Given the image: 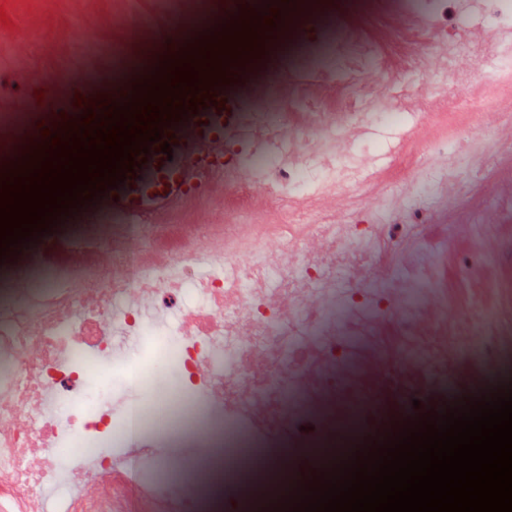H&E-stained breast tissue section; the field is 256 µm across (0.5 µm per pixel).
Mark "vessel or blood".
<instances>
[{
	"label": "vessel or blood",
	"instance_id": "1",
	"mask_svg": "<svg viewBox=\"0 0 512 512\" xmlns=\"http://www.w3.org/2000/svg\"><path fill=\"white\" fill-rule=\"evenodd\" d=\"M200 97L205 107L196 116L194 136L198 141L205 142L215 138L224 128V93L213 87L202 91ZM179 132V127L175 125L162 130V138L169 142L172 152L168 155L157 153L159 171L156 179L132 194L123 187L109 191L107 200L110 205L137 214L158 209L167 200L180 196L186 169L179 158L183 148Z\"/></svg>",
	"mask_w": 512,
	"mask_h": 512
}]
</instances>
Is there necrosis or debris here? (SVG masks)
Instances as JSON below:
<instances>
[{"label": "necrosis or debris", "instance_id": "1", "mask_svg": "<svg viewBox=\"0 0 512 512\" xmlns=\"http://www.w3.org/2000/svg\"><path fill=\"white\" fill-rule=\"evenodd\" d=\"M324 2L153 0L137 52L68 39L81 64L60 78L109 77L123 102L131 69L185 39L263 11L289 32L260 67H227L241 92L223 137L184 150L201 194L134 217L88 206L0 265V512H215L197 465L158 481L173 448L223 449L227 512H273L365 444L512 376V287L489 278L512 262V240L489 237L512 222V0ZM485 61L498 105L466 111L446 81L480 98L469 66ZM32 128L0 113L1 162L29 152ZM391 136L383 172L367 146ZM461 236L471 248L449 260ZM148 336L153 358L115 382ZM163 372L177 382L164 420ZM244 446L285 489L255 494Z\"/></svg>", "mask_w": 512, "mask_h": 512}]
</instances>
